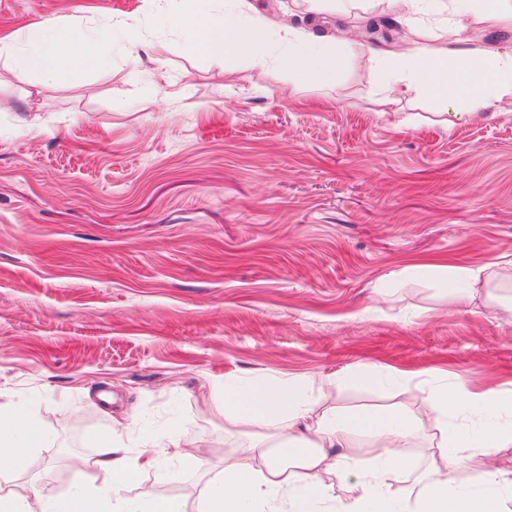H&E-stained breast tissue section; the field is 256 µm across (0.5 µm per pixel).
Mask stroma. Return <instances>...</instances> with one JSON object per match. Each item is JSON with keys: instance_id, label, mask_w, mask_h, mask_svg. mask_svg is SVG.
<instances>
[{"instance_id": "1", "label": "stroma", "mask_w": 512, "mask_h": 512, "mask_svg": "<svg viewBox=\"0 0 512 512\" xmlns=\"http://www.w3.org/2000/svg\"><path fill=\"white\" fill-rule=\"evenodd\" d=\"M184 0H0V36L56 25L126 50L32 96L0 68V398L52 424L5 472L15 494L82 482L113 418L203 440L206 465L141 480L196 512L236 448L225 385L326 377L323 402L425 416L433 374L512 392V320L456 304L447 265L512 272V103L447 126L431 100L382 113L377 67L294 85L278 35L231 66L163 26ZM299 27L376 49L404 25L378 0ZM421 120L407 125L403 116ZM375 370L387 381L363 387Z\"/></svg>"}]
</instances>
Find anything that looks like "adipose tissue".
I'll use <instances>...</instances> for the list:
<instances>
[{
    "instance_id": "ef3b65f1",
    "label": "adipose tissue",
    "mask_w": 512,
    "mask_h": 512,
    "mask_svg": "<svg viewBox=\"0 0 512 512\" xmlns=\"http://www.w3.org/2000/svg\"><path fill=\"white\" fill-rule=\"evenodd\" d=\"M382 2L407 27L439 26L457 45L437 50L411 40L372 50L385 75L377 87L379 105L391 108L426 97L450 125L512 100V46L477 58L461 41L474 17L489 26L512 20V0H448L444 11L438 0ZM167 25L190 40L196 52L220 63L247 52L268 32L264 24L245 26L231 0L219 12L209 0H191L190 9L168 15ZM283 39L295 76L312 73L327 83L339 78L337 51L356 58L364 53L344 39L293 27ZM89 44V34L61 26L23 51L1 39L0 58L54 85L84 63ZM315 386L303 376L225 386L217 408L244 428L245 441L236 456L225 458L224 480L208 488L198 512H512V477L493 463L499 449L512 446L511 395L435 385L427 393L428 418L422 421L396 407L339 412L315 398ZM461 414L476 417V425L455 426ZM430 424L436 428L433 443L421 451L429 464L425 485L415 498L397 497L390 487L403 481L412 465L405 449ZM131 427V421L113 420L111 434L87 465L84 486L62 495L45 478L20 497L0 487V512H183L179 501L145 488L139 476L160 470L165 460L200 467L201 454L174 435H144L141 450H132L122 441ZM49 433L48 425L32 424L10 403H0V470L27 457ZM356 434L373 440V462L339 461L337 449L348 447ZM459 455L485 462L482 490L472 489L467 471L451 468ZM339 479L347 482L343 499L335 494Z\"/></svg>"
}]
</instances>
